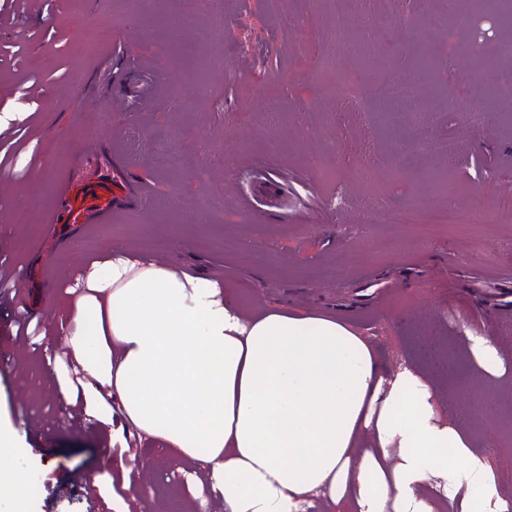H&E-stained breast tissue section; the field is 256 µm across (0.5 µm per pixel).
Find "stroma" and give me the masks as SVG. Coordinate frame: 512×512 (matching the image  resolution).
Returning a JSON list of instances; mask_svg holds the SVG:
<instances>
[{
  "instance_id": "stroma-1",
  "label": "stroma",
  "mask_w": 512,
  "mask_h": 512,
  "mask_svg": "<svg viewBox=\"0 0 512 512\" xmlns=\"http://www.w3.org/2000/svg\"><path fill=\"white\" fill-rule=\"evenodd\" d=\"M180 0H0V140L16 142L26 175L0 181V258L19 271L18 297L39 288L38 330L22 339L19 380L0 386V430L18 450L12 468L37 473L41 495L23 512H195V461L121 429L116 408L69 404L71 366L55 317L75 268L116 249L228 282L248 310H319L344 319L387 369L406 366L435 388L471 454L512 503V89L476 126L460 106H481L488 82L466 33L440 19L448 0H356L351 54L327 53V0H193L194 19L169 27ZM224 32L212 34L213 17ZM98 38L95 55L81 51ZM436 69L411 72L423 49ZM414 112L386 99L400 75ZM349 79L360 103L333 111ZM422 151L396 164L398 136ZM14 141V140H13ZM454 144L455 159L442 146ZM127 192L110 222L71 238L57 218L59 183L96 182L104 162ZM451 170V200L431 213L414 200ZM26 187L25 204L15 200ZM343 193L332 205L335 193ZM388 200L381 211L367 198ZM456 223H443L446 211ZM493 338L506 373L491 379L469 333ZM113 466H105L103 449ZM137 465L124 471L122 455Z\"/></svg>"
}]
</instances>
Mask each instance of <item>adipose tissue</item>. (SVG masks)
I'll list each match as a JSON object with an SVG mask.
<instances>
[{"label":"adipose tissue","mask_w":512,"mask_h":512,"mask_svg":"<svg viewBox=\"0 0 512 512\" xmlns=\"http://www.w3.org/2000/svg\"><path fill=\"white\" fill-rule=\"evenodd\" d=\"M64 325L125 421L201 462L193 479L224 512H299L314 495L344 512H435L419 490L436 479L461 512L507 510L428 379L388 371L336 317L248 313L229 284L116 250L83 271Z\"/></svg>","instance_id":"adipose-tissue-1"}]
</instances>
